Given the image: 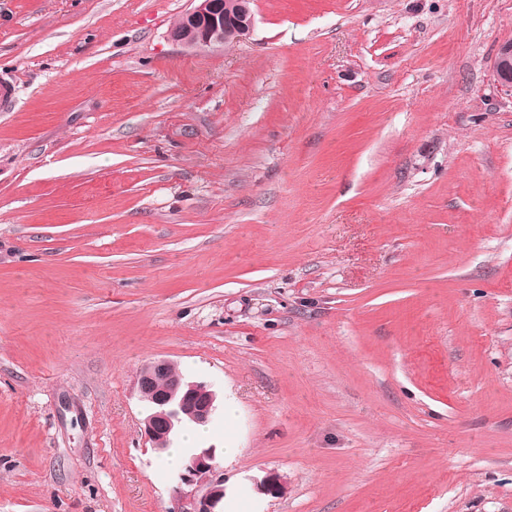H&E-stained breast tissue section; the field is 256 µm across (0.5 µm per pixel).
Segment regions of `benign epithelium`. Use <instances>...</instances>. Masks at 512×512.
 Masks as SVG:
<instances>
[{
    "label": "benign epithelium",
    "mask_w": 512,
    "mask_h": 512,
    "mask_svg": "<svg viewBox=\"0 0 512 512\" xmlns=\"http://www.w3.org/2000/svg\"><path fill=\"white\" fill-rule=\"evenodd\" d=\"M170 30L173 42L187 50L221 48L250 35L254 14L250 0H196ZM494 72L498 82L512 91V40L499 45ZM136 388L147 415L145 432L158 453L173 444L183 427L210 423L219 396L203 382L176 372L167 360L144 365ZM174 512H221L224 477L219 472L217 448H198L174 477Z\"/></svg>",
    "instance_id": "benign-epithelium-1"
}]
</instances>
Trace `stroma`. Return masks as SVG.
Masks as SVG:
<instances>
[{
  "label": "stroma",
  "instance_id": "1",
  "mask_svg": "<svg viewBox=\"0 0 512 512\" xmlns=\"http://www.w3.org/2000/svg\"><path fill=\"white\" fill-rule=\"evenodd\" d=\"M190 6L0 0V512H171L157 359L238 512H512V0ZM198 2L186 11L170 30L173 42L187 50L221 48L250 35L254 14L250 0H192ZM494 72L498 82L512 92V40L499 45L494 62ZM136 388L147 410L145 432L152 447L158 453L168 448L165 464L180 466L184 448L173 444V439L183 427L210 423L218 407L217 392L179 374L167 360L144 365L137 375Z\"/></svg>",
  "mask_w": 512,
  "mask_h": 512
}]
</instances>
